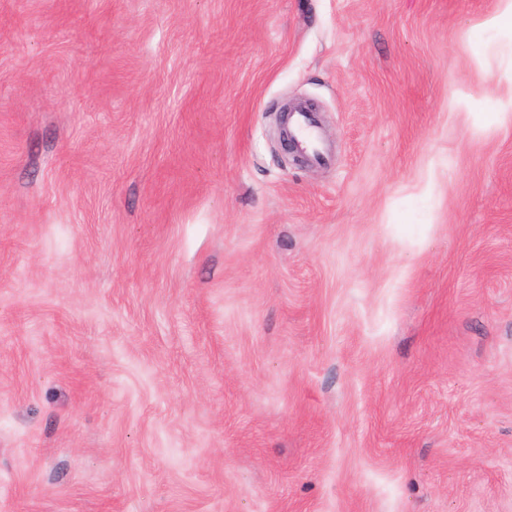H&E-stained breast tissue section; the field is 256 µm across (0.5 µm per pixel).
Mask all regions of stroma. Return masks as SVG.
Returning a JSON list of instances; mask_svg holds the SVG:
<instances>
[{"label":"stroma","mask_w":512,"mask_h":512,"mask_svg":"<svg viewBox=\"0 0 512 512\" xmlns=\"http://www.w3.org/2000/svg\"><path fill=\"white\" fill-rule=\"evenodd\" d=\"M497 7L0 0V512H512ZM290 129L305 146L312 163L320 164L325 160L326 155L310 113L295 112L290 120Z\"/></svg>","instance_id":"stroma-1"}]
</instances>
